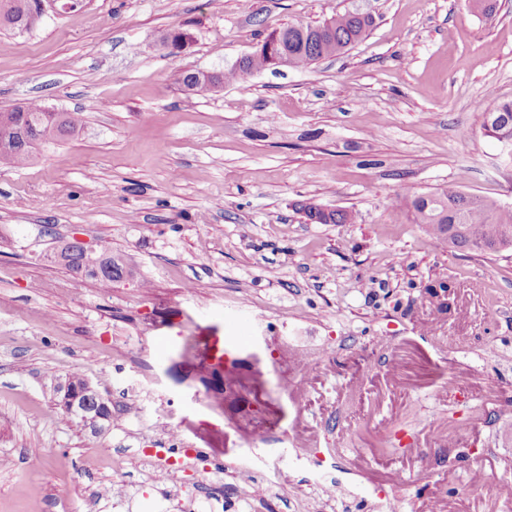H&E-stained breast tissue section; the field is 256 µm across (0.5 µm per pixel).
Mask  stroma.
Listing matches in <instances>:
<instances>
[{
    "label": "stroma",
    "mask_w": 512,
    "mask_h": 512,
    "mask_svg": "<svg viewBox=\"0 0 512 512\" xmlns=\"http://www.w3.org/2000/svg\"><path fill=\"white\" fill-rule=\"evenodd\" d=\"M43 9L31 31H0V111L36 100L81 127L0 168V512H198L212 493L237 512L244 486L259 512H377L382 495L407 512H512L498 494L512 481V248H439L407 205L452 185L512 206V144L483 130L512 101V0L490 18L472 0ZM355 10L375 25L341 55L216 93L181 83ZM174 30L191 39L172 54ZM307 201L356 219L307 223ZM75 237L128 276L108 286L59 264ZM441 279L455 284L442 314L420 298ZM235 319L254 337L225 356L257 384L219 407L182 339L229 337ZM74 373L112 404L101 433L57 404ZM162 407L196 453L148 477ZM271 427L307 459L246 475L239 458ZM315 454L343 470L337 489L302 493Z\"/></svg>",
    "instance_id": "stroma-1"
}]
</instances>
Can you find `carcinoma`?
<instances>
[{
	"label": "carcinoma",
	"instance_id": "carcinoma-1",
	"mask_svg": "<svg viewBox=\"0 0 512 512\" xmlns=\"http://www.w3.org/2000/svg\"><path fill=\"white\" fill-rule=\"evenodd\" d=\"M39 0H0V28H11L38 4ZM373 26V18L354 13L338 14L316 26L292 24L277 33L288 52L290 68L300 69L323 58L341 54L363 40ZM268 67L267 57L257 54L245 66L229 69L223 80L211 85L200 84L191 70L182 74L181 82L190 91H218L224 80L238 78L253 69ZM33 133L39 145L52 144L78 131V118L54 117L39 102L32 101L11 110ZM485 132L502 142L512 143V102L494 105L483 122ZM33 158V148L12 139L0 140V165L20 167ZM413 222L424 226L426 233L439 245L474 249L484 253L501 250L505 236H512V207L470 196L450 186L431 194L415 195L409 203ZM58 262L84 277L104 283L119 282L127 274L123 261L104 251L96 254L69 245L59 254Z\"/></svg>",
	"mask_w": 512,
	"mask_h": 512
}]
</instances>
